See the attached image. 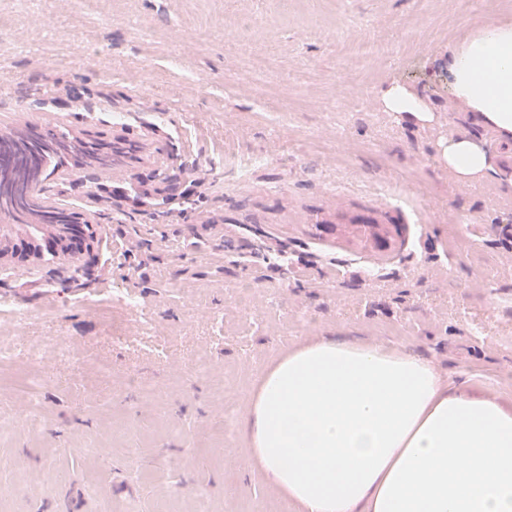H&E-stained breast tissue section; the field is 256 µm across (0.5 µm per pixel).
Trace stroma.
Wrapping results in <instances>:
<instances>
[{
    "label": "stroma",
    "mask_w": 512,
    "mask_h": 512,
    "mask_svg": "<svg viewBox=\"0 0 512 512\" xmlns=\"http://www.w3.org/2000/svg\"><path fill=\"white\" fill-rule=\"evenodd\" d=\"M512 22L502 0H0V133L67 131L87 141L121 137L136 149L118 172L71 159L42 183L60 209L93 226L91 272L60 256L9 263L0 295L30 317L25 345L55 359L31 419L0 403V487L9 512H114L186 497L198 488L214 512H247L279 500L250 460L238 417L230 445L206 432L214 401L199 361L231 369L250 398L262 372L294 345L320 338L376 339L404 328L402 348L438 368L445 383L512 402V259L498 247L512 225V181L501 178L512 141L488 137L448 92V60L483 18ZM416 43H400L403 29ZM386 41L373 72L350 47ZM268 70L248 81L256 55ZM400 86L425 99L426 119H398L384 97ZM474 140L492 159L486 177L461 183L441 154L449 139ZM267 155V166L248 160ZM185 169L204 179L195 187ZM337 190L353 208L402 196L406 224L394 251L326 240L298 224ZM468 217L457 243L448 218ZM296 256L269 274L265 246ZM372 266L363 283L349 266ZM251 282L253 304L230 289ZM137 295L164 331L163 356L112 333V310L84 300L101 287ZM209 319L196 316V309ZM482 324L473 335L470 324ZM181 377H174L173 366ZM134 373L161 388L164 427L111 375ZM113 401L146 438L130 457L96 414ZM103 446L100 459L74 455ZM66 474L45 488L28 475L44 462Z\"/></svg>",
    "instance_id": "35a3bbf8"
}]
</instances>
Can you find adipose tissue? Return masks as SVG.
<instances>
[{"instance_id": "obj_1", "label": "adipose tissue", "mask_w": 512, "mask_h": 512, "mask_svg": "<svg viewBox=\"0 0 512 512\" xmlns=\"http://www.w3.org/2000/svg\"><path fill=\"white\" fill-rule=\"evenodd\" d=\"M449 93L512 140V24L486 19L448 61ZM443 159L460 180L491 159L470 139ZM241 427L299 512H512V406L443 383L389 343L305 342L262 376Z\"/></svg>"}]
</instances>
